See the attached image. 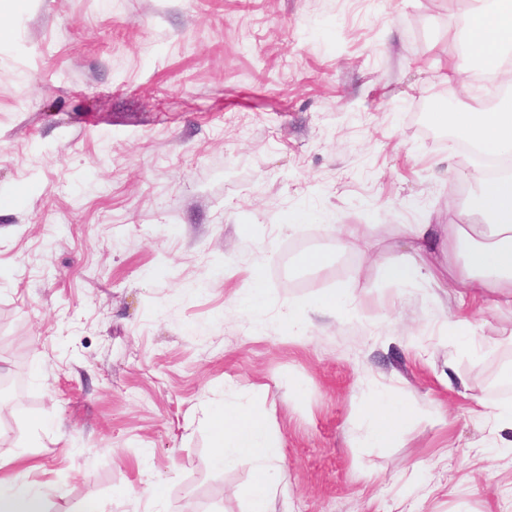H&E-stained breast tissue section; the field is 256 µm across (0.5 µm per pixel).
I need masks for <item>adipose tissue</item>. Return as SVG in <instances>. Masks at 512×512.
Here are the masks:
<instances>
[{
  "label": "adipose tissue",
  "instance_id": "1",
  "mask_svg": "<svg viewBox=\"0 0 512 512\" xmlns=\"http://www.w3.org/2000/svg\"><path fill=\"white\" fill-rule=\"evenodd\" d=\"M469 21L460 39L463 57L480 72L512 85V0H472ZM437 125L449 126L456 137L474 145L478 154L500 159L512 154V100L490 107L440 112ZM470 207L482 216L479 224L448 227L447 273L450 282L467 294L491 301L494 308H512V171L481 180ZM415 259L396 261L382 270L385 280L403 283L421 273L419 258L432 256L436 228L414 224L409 229ZM367 441L386 444L401 428L406 411L392 397L381 394L366 407ZM267 418L245 407H224L212 414L216 464L249 462L254 471L248 512H266L273 470L282 457L267 435Z\"/></svg>",
  "mask_w": 512,
  "mask_h": 512
}]
</instances>
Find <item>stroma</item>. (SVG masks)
Masks as SVG:
<instances>
[{
    "instance_id": "obj_1",
    "label": "stroma",
    "mask_w": 512,
    "mask_h": 512,
    "mask_svg": "<svg viewBox=\"0 0 512 512\" xmlns=\"http://www.w3.org/2000/svg\"><path fill=\"white\" fill-rule=\"evenodd\" d=\"M470 8L0 0V478L46 512H247L251 467L217 466L206 425L231 404L283 450L268 512H512L488 418L512 395L486 380L512 311L381 276L410 225L443 252L480 221L475 157L428 132ZM340 227L345 271L282 274ZM377 392L409 414L374 448Z\"/></svg>"
}]
</instances>
